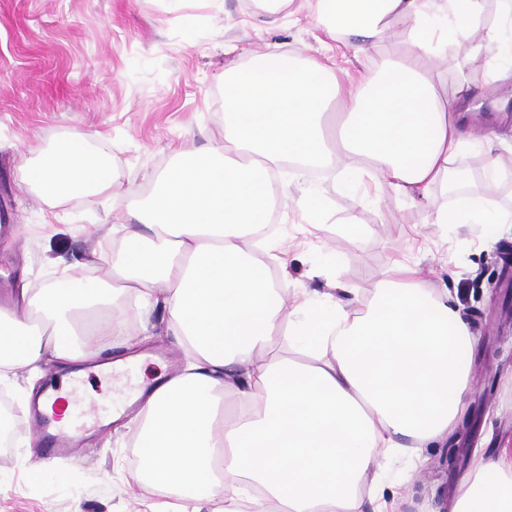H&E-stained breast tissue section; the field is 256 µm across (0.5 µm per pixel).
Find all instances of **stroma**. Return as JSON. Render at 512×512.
I'll use <instances>...</instances> for the list:
<instances>
[{"label": "stroma", "mask_w": 512, "mask_h": 512, "mask_svg": "<svg viewBox=\"0 0 512 512\" xmlns=\"http://www.w3.org/2000/svg\"><path fill=\"white\" fill-rule=\"evenodd\" d=\"M317 0H292L275 25L264 22L255 0H0V279L15 294L21 278L41 282L60 262H83L109 227L127 223L139 197L151 194L173 152L213 149L212 131L224 124V72L256 52L303 59L336 57L339 67L373 72L403 49L400 28L370 53L355 58L347 34L323 43ZM497 55L494 41L479 48L449 46L441 70L449 91L484 72ZM91 135L92 150L112 159L125 194H90L51 203L25 192V170L60 141ZM504 184L492 198L512 210V152L462 153L450 167L455 184L435 192L438 202L482 190L486 160ZM287 166L274 176V220L262 233L275 254H260L289 297L331 293L347 303L370 298L391 259L421 263L428 288L447 289L479 336L472 356L469 415L454 439L437 438L380 458L365 475L363 512H443L475 452L512 448V223L495 242L471 228L423 227L417 210L386 181L372 185L375 201L345 190L340 171ZM319 191L334 220L306 224L296 205L304 188ZM357 216L366 233L342 238L336 219ZM169 310L154 306L128 335L116 336L98 361L84 364L71 392L82 421L75 452L54 474L33 479L44 441L29 423L27 370L10 382L17 391L18 447L0 450V512H160L176 503L170 493L146 492L136 482L134 421H113L124 389L152 387L171 378L166 353H180Z\"/></svg>", "instance_id": "stroma-1"}]
</instances>
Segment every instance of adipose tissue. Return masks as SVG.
I'll return each mask as SVG.
<instances>
[{"label":"adipose tissue","mask_w":512,"mask_h":512,"mask_svg":"<svg viewBox=\"0 0 512 512\" xmlns=\"http://www.w3.org/2000/svg\"><path fill=\"white\" fill-rule=\"evenodd\" d=\"M485 0H321L366 54L404 27L405 48L366 77L341 86L335 64L275 51L224 73L221 154L181 160L161 173L133 223L123 225L110 287L83 286L70 267L0 307V379L95 359L130 327L127 304L163 302L188 352L177 377L152 393L133 432L144 488L183 500L223 499L226 512H361L359 485L402 440L452 431L468 410L477 338L447 293L423 284L418 266L392 261L369 301L345 308L334 296L289 303L256 257L273 210L271 176L285 164L358 170L388 181L435 226H478L494 239L512 214L487 207L502 173L484 166L483 191L453 206L432 193L466 144L473 105L449 94L438 61L449 42L478 33L502 45L512 78V6L486 22ZM347 112L338 141L327 109L339 94ZM26 189L55 200L113 190L112 166L67 139L33 163ZM316 357L304 366L275 340ZM235 409L224 415V399ZM448 512H512V449L475 455Z\"/></svg>","instance_id":"1"}]
</instances>
